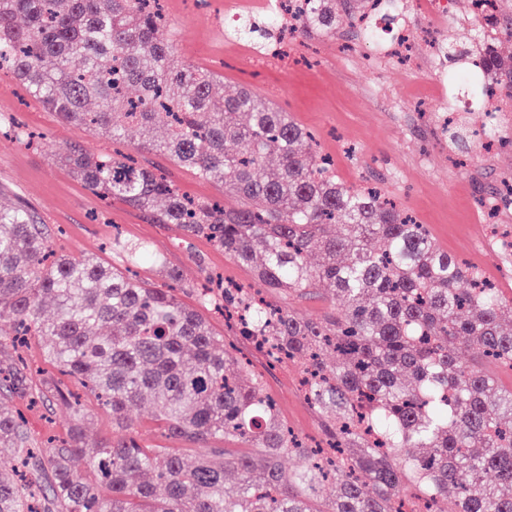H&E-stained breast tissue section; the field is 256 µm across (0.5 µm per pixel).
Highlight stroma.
<instances>
[{
    "mask_svg": "<svg viewBox=\"0 0 512 512\" xmlns=\"http://www.w3.org/2000/svg\"><path fill=\"white\" fill-rule=\"evenodd\" d=\"M164 15L176 33L180 60L221 75L226 90L246 86L270 100L316 138L321 153L336 163L346 184H374L391 193L424 224L449 255L512 289V256H502L479 215L477 200L490 196L503 173L512 172V149L497 155L480 150L475 132L486 122L479 104L450 102L461 117L457 142L444 140L436 122L443 104L415 69L386 66L370 69L364 53L374 44L349 32L335 39H314L289 56L255 57L248 42L225 40L242 15L228 0H164ZM0 115L15 117L39 134L28 147L0 134V204L24 201L34 206L51 229L57 254H92L106 265L117 257L107 244L113 233L146 241L162 254L165 265H142L138 274L162 285L164 268L181 273L193 303V287L211 271L242 285L253 281L239 266L202 237L190 238L172 224H156L118 201H104L74 179L56 155L70 145L132 155L161 169L187 196L218 198L219 185L197 179L166 156L138 149L139 133L120 141L82 134L59 123L51 112L29 99L10 76L0 74ZM214 332L263 376L266 391L295 434L314 442L324 436V420L308 403L297 367L270 363L247 337L210 316Z\"/></svg>",
    "mask_w": 512,
    "mask_h": 512,
    "instance_id": "stroma-1",
    "label": "stroma"
}]
</instances>
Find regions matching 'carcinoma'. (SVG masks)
<instances>
[{
	"label": "carcinoma",
	"instance_id": "1",
	"mask_svg": "<svg viewBox=\"0 0 512 512\" xmlns=\"http://www.w3.org/2000/svg\"><path fill=\"white\" fill-rule=\"evenodd\" d=\"M374 3L304 0L300 36L334 38ZM458 18L512 40V0H497L490 19L461 0ZM281 24L274 13L247 15L233 35L265 45ZM480 42H445L450 80L473 71L463 93L482 90ZM484 62L488 82L511 90L512 55L493 50ZM2 71L61 122L112 140L135 127L143 148L237 199L188 197L126 154L58 153L101 198L204 237L253 270L252 293L210 274L197 303L226 320L245 312L243 335L268 337L278 363L301 362L331 440L312 448L288 428L262 376L182 302L178 271L161 286L139 279L133 266L163 265L149 246L113 239L119 267L57 255L34 207L0 204V389H29L12 350L44 337L50 363L112 413L114 433L88 442L86 409L48 378L29 396L69 406L65 437L39 446L23 415L0 406L9 449L0 512H435L440 501L446 512H512V389L494 373L512 370V296L442 251L386 192L341 181L289 113L247 88L217 97L221 77L178 61L160 0H0ZM314 290L333 304L321 318L265 297ZM463 343L469 362L457 357ZM147 402L166 438L203 445L193 461L127 434V413ZM286 454L299 458L295 469L282 466ZM81 459L95 479L76 469ZM229 475L239 480L232 497Z\"/></svg>",
	"mask_w": 512,
	"mask_h": 512
}]
</instances>
